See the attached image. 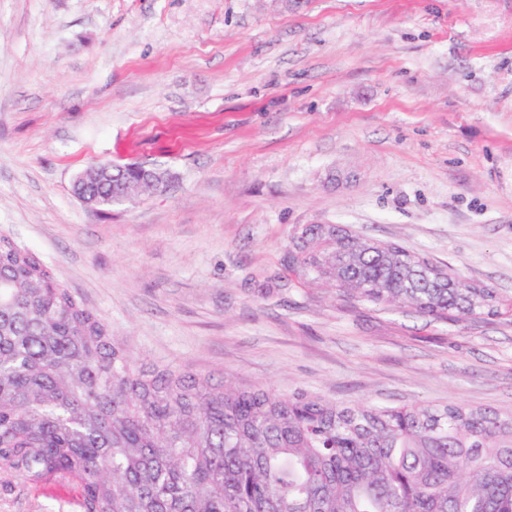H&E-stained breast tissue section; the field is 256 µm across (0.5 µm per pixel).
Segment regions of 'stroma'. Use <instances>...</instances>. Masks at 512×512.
<instances>
[{
  "label": "stroma",
  "instance_id": "stroma-1",
  "mask_svg": "<svg viewBox=\"0 0 512 512\" xmlns=\"http://www.w3.org/2000/svg\"><path fill=\"white\" fill-rule=\"evenodd\" d=\"M102 162L174 179L95 209L72 184ZM307 224L512 297V0H0V235L137 364L512 412V316L337 297L288 269ZM80 502L0 490V512Z\"/></svg>",
  "mask_w": 512,
  "mask_h": 512
}]
</instances>
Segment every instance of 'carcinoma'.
Listing matches in <instances>:
<instances>
[{"label": "carcinoma", "mask_w": 512, "mask_h": 512, "mask_svg": "<svg viewBox=\"0 0 512 512\" xmlns=\"http://www.w3.org/2000/svg\"><path fill=\"white\" fill-rule=\"evenodd\" d=\"M152 164L88 168L82 197L157 193ZM290 260L340 297L437 321L507 300L404 247L308 224ZM50 478L83 512H512V413L339 406L136 366L29 248L0 236V489Z\"/></svg>", "instance_id": "cac0c4a2"}]
</instances>
